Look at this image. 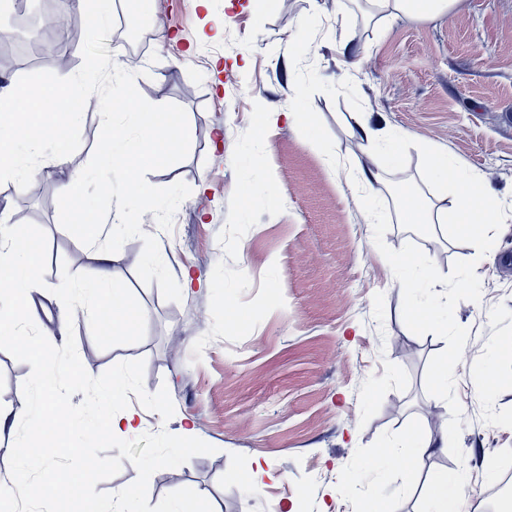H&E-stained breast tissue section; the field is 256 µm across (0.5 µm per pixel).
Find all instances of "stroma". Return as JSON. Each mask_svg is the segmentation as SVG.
<instances>
[{
    "mask_svg": "<svg viewBox=\"0 0 512 512\" xmlns=\"http://www.w3.org/2000/svg\"><path fill=\"white\" fill-rule=\"evenodd\" d=\"M152 0L155 38L142 57L109 45L115 64L135 73L151 104L183 107L193 129L187 157L147 173L148 183L185 182L191 194L172 230L145 213L174 277L190 272L191 292L165 300L136 267L141 239L112 255V277L138 323L110 337L74 315L80 360L98 376L123 361L145 364L148 393L167 388L170 419L131 400L140 433L190 430L215 451L156 471L150 505L192 488L214 512H366L377 498L387 512H418L429 471L464 467L468 512H506L512 497L494 494L512 469V0H460L453 15L422 22L405 17L377 27L354 0H285L276 10L260 0ZM42 34L68 30L66 68L40 53L30 24ZM4 43L0 88L26 74L69 77L82 64L83 5L61 13L56 0H28L25 13L0 11ZM303 112L340 163L360 155L353 113L369 128L402 135L399 169L377 191L392 221L384 241L394 250L413 243L441 273L476 260L480 301H462L456 322L468 329L455 368L463 412V461L449 449L419 469L375 467L377 448L416 434L445 432L448 405L427 394L425 373L445 341L412 333L402 317L403 292L378 251L373 227L348 184L336 183L300 126L273 112ZM101 128L98 107L81 122L79 149L27 189L0 184V213L31 223L47 236L44 287L31 291L32 318L55 346L65 308L52 289L62 268L98 274L94 250L59 223L64 184L90 161ZM485 175L484 187L507 219L493 248L399 224L396 184L418 177L424 145ZM29 364L0 350V405L24 410ZM270 475L253 484L256 465Z\"/></svg>",
    "mask_w": 512,
    "mask_h": 512,
    "instance_id": "35a3bbf8",
    "label": "stroma"
}]
</instances>
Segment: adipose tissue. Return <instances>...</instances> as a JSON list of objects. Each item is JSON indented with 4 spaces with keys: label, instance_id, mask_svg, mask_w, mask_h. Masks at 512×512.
<instances>
[{
    "label": "adipose tissue",
    "instance_id": "ef3b65f1",
    "mask_svg": "<svg viewBox=\"0 0 512 512\" xmlns=\"http://www.w3.org/2000/svg\"><path fill=\"white\" fill-rule=\"evenodd\" d=\"M459 0H364L367 17L383 22L397 17L419 20L436 19L451 15ZM425 178L438 188L435 198H426L420 188H412L408 202L398 208V220L414 224L427 231L452 228L472 233L474 225L494 224L500 219L497 202L483 191L484 176L474 169H463L450 164L443 152L429 147ZM86 246L95 248L101 271L98 280L91 281L72 276L65 281L67 294L76 299L85 316L97 326H110L113 335L128 331L129 311L121 299L105 303L101 293L111 278L112 255L101 246L94 225H86L82 235Z\"/></svg>",
    "mask_w": 512,
    "mask_h": 512
}]
</instances>
